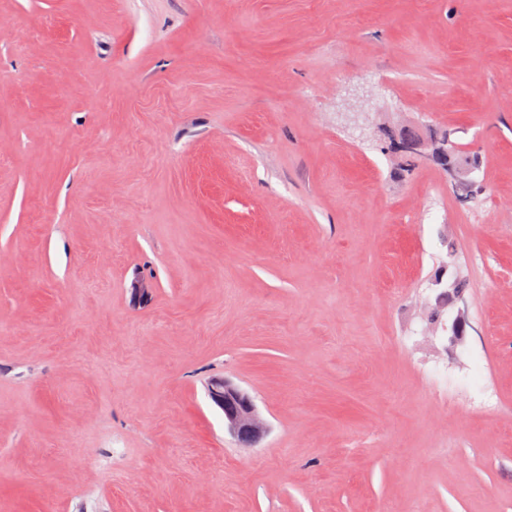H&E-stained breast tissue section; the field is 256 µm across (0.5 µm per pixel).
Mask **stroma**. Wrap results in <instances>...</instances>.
Here are the masks:
<instances>
[{
  "label": "stroma",
  "mask_w": 512,
  "mask_h": 512,
  "mask_svg": "<svg viewBox=\"0 0 512 512\" xmlns=\"http://www.w3.org/2000/svg\"><path fill=\"white\" fill-rule=\"evenodd\" d=\"M0 512H512V0H0ZM394 158L397 162L402 160L436 158L445 159L444 149L434 147L432 139L426 137L419 129L411 125H405L401 130L400 141L394 144ZM437 156V157H436ZM445 170L448 172L450 183L457 193L459 199H466L470 189V181L468 176L471 172L473 164L469 159L458 162L455 165H448L445 162ZM463 299V289L460 285V279L455 272L448 275V281L436 296L435 306L432 308L434 312L443 316L448 309L457 308L456 315L448 320V342L449 348L453 349L461 344L466 336L467 326L469 325L465 309L458 305ZM208 396L223 410L225 427L233 437L249 444L261 439L266 422L249 393L223 377H213L208 385Z\"/></svg>",
  "instance_id": "1"
}]
</instances>
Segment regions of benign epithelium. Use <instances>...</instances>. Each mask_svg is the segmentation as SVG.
<instances>
[{
  "instance_id": "1",
  "label": "benign epithelium",
  "mask_w": 512,
  "mask_h": 512,
  "mask_svg": "<svg viewBox=\"0 0 512 512\" xmlns=\"http://www.w3.org/2000/svg\"><path fill=\"white\" fill-rule=\"evenodd\" d=\"M397 162L405 158H445L444 150L434 146L431 139L426 137L414 126L406 125L401 130L400 141L394 144ZM473 164L466 159L455 165H445L450 183L458 197H468L470 181L468 176ZM435 284L443 285L442 291L436 296L433 311L439 315L454 308L456 315L448 320L449 348L453 349L461 344L466 336L468 321L465 309L458 306L463 299V289L456 274L448 275V281L442 282V277L435 279ZM208 396L212 402L224 412V424L228 432L236 439L254 444L258 442L266 431V422L260 415L253 397L246 391L233 385L222 377H214L208 385Z\"/></svg>"
}]
</instances>
